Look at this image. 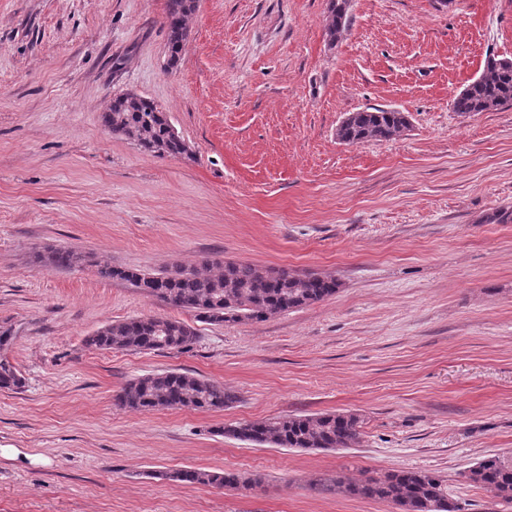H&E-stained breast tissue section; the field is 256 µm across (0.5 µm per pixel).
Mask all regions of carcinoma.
Masks as SVG:
<instances>
[{
    "label": "carcinoma",
    "instance_id": "cac0c4a2",
    "mask_svg": "<svg viewBox=\"0 0 512 512\" xmlns=\"http://www.w3.org/2000/svg\"><path fill=\"white\" fill-rule=\"evenodd\" d=\"M349 8V0H329L330 42H336L348 27ZM196 10L197 0H168L166 24L171 68L179 61ZM508 105H512V59L506 57H486L482 73L454 99L455 111L464 114ZM101 122L109 132L132 142L144 153L159 158H193L190 145L173 131L165 113L141 96L126 93L113 97L101 114ZM407 127L404 113L368 107L348 113L336 128V139L345 144L390 140L402 135ZM36 260L50 269H73L90 262V257L71 248H47L36 253ZM201 265L217 266L222 271L203 274L195 266L180 265L172 271L151 273L96 263L101 277L120 280L147 296L193 311L201 321L210 324L262 320L322 301L338 289L336 278L328 275L208 258ZM196 340L197 331L192 326L173 318L149 316L108 324L87 336L85 345L96 350L182 351ZM24 384L18 369L1 359L0 390L14 391ZM237 399L233 391L187 371L142 375L128 381L116 397L120 406L134 411L222 410ZM360 428L357 414L331 412L236 422L225 426L222 433L256 445L329 450L350 447L359 438ZM465 478L498 501L512 503V464L499 457L480 459ZM165 479L174 485L244 489L261 485L259 477L200 468L176 469L165 474ZM323 489L347 497L387 501L398 512H462L460 504L448 498L441 476L429 470L403 469L361 480L336 479Z\"/></svg>",
    "mask_w": 512,
    "mask_h": 512
}]
</instances>
